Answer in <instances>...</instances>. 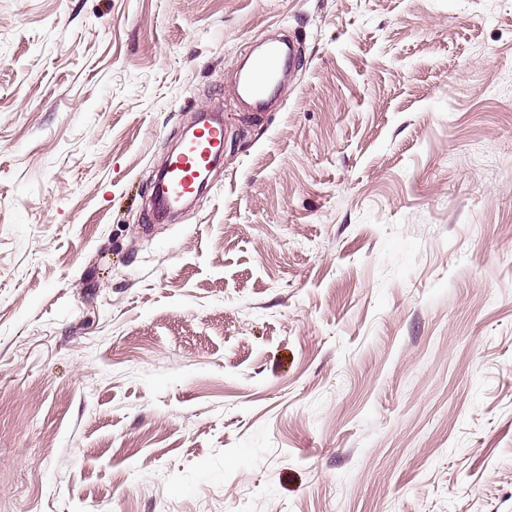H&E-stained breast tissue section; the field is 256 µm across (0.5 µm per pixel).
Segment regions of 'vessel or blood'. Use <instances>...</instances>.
I'll return each mask as SVG.
<instances>
[{"label":"vessel or blood","mask_w":512,"mask_h":512,"mask_svg":"<svg viewBox=\"0 0 512 512\" xmlns=\"http://www.w3.org/2000/svg\"><path fill=\"white\" fill-rule=\"evenodd\" d=\"M293 62V56L283 41L267 42L255 64L240 76L236 87L238 95L250 98L255 105H263L276 86L280 72L292 66ZM223 152L222 116L215 114L197 122L179 150L166 160L154 190L152 205L155 214L165 216L193 195Z\"/></svg>","instance_id":"b4317fda"}]
</instances>
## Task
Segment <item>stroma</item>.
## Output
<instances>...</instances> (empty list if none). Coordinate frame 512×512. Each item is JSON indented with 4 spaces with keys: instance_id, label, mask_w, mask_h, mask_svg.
<instances>
[{
    "instance_id": "obj_1",
    "label": "stroma",
    "mask_w": 512,
    "mask_h": 512,
    "mask_svg": "<svg viewBox=\"0 0 512 512\" xmlns=\"http://www.w3.org/2000/svg\"><path fill=\"white\" fill-rule=\"evenodd\" d=\"M0 512H512V6L0 0ZM294 62L290 48H285L281 40L267 42L251 69L240 76L236 91L241 97H247L254 101L257 107H261L266 97L276 86L279 74L285 68L292 67ZM223 152V117L215 114L197 122L179 150L166 160L154 190L155 214L163 217L193 195Z\"/></svg>"
}]
</instances>
